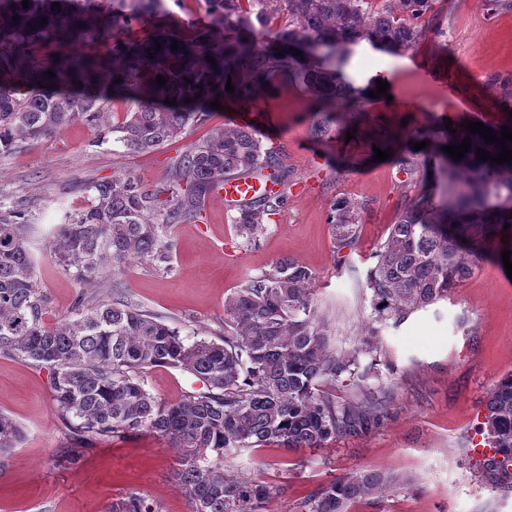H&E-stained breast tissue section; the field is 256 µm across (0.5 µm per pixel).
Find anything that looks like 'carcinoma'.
I'll list each match as a JSON object with an SVG mask.
<instances>
[{
	"label": "carcinoma",
	"mask_w": 512,
	"mask_h": 512,
	"mask_svg": "<svg viewBox=\"0 0 512 512\" xmlns=\"http://www.w3.org/2000/svg\"><path fill=\"white\" fill-rule=\"evenodd\" d=\"M55 1L57 10L51 9ZM29 2L26 8L22 0H0L1 152L84 120L130 153H153L189 123L210 116L214 99L247 105L280 77L301 84L324 115L312 125L311 138L325 142L330 112L362 115L360 93L344 74L354 47L365 41L392 54L415 48L427 39L422 17L440 12L439 0H382L374 9L364 7L368 0H208L209 22L197 26L173 19L165 0ZM159 74L166 79L162 86ZM114 99L136 109L110 125L106 106ZM173 99L176 104H165ZM409 136L429 145L420 163L399 156V171L411 176L422 166L445 176V185L439 196L424 191L422 175L421 190L401 206L367 269L370 311L348 350L332 344L334 318L319 308L315 275L290 258L224 299V335L214 339L181 335L128 299L117 278L136 260L168 262L173 244L166 229L199 220L206 198L225 179L269 169L279 189L240 203L233 219L238 237L259 243L267 221L286 204L292 181L279 148L263 147L248 125L218 127L196 140L173 159L160 190L132 174L88 184L91 204L66 214L49 245L52 262L82 288L52 326L44 323L48 298L36 280L32 212L23 201L0 204V354L49 370L52 401L70 443L56 460L75 465L106 437L156 434L181 450L177 480L193 512H271L266 505L276 488L232 474L226 463L252 448L321 447L378 423L391 391L372 389L369 372L360 367L361 357L381 352L382 327H397L448 299L487 258L501 266V251L512 252L511 244L502 245L504 232H512V162L476 155L479 147L494 154L501 145L464 129L419 127ZM466 137L471 149L463 159L441 150ZM365 209L352 198L333 201L336 252L356 247ZM97 283L111 296L87 295ZM152 367L180 369L202 388L163 401L144 379ZM346 381L351 395L340 396L338 386ZM485 409L478 431L493 454L482 468L512 489V372L490 390ZM22 437L21 426L1 412L0 458ZM407 483L394 474H345L313 492L305 512H349L352 501ZM106 512L162 509L131 493Z\"/></svg>",
	"instance_id": "carcinoma-1"
}]
</instances>
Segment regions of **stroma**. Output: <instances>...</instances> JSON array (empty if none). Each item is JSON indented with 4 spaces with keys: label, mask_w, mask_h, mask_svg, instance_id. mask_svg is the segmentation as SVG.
I'll return each instance as SVG.
<instances>
[{
    "label": "stroma",
    "mask_w": 512,
    "mask_h": 512,
    "mask_svg": "<svg viewBox=\"0 0 512 512\" xmlns=\"http://www.w3.org/2000/svg\"><path fill=\"white\" fill-rule=\"evenodd\" d=\"M429 23L414 52L396 56L355 49L346 72L362 94L366 120L354 137L332 125L327 144L311 139L318 115L302 87L280 79L258 105L274 118L264 146L279 147L292 186L288 203L270 220L260 243L236 236L232 210L206 199L202 217L168 230V262L139 260L120 275L129 298L162 316L182 335L211 338L224 331V300L248 279L291 257L316 277L315 296L336 312L335 343L351 348L362 312L368 311L365 275L388 236L405 197L417 188L391 160L366 157L369 141L405 143L408 128L467 121L504 123L512 115L500 102L512 77V8L487 11L483 0H452ZM387 96L371 97L377 79ZM468 91L466 101L446 94L445 83ZM224 107L207 121L188 124L172 144L150 154H130L117 143L98 142L97 129L76 121L35 144L0 153V203L26 201L35 216L36 279L49 299L45 323L75 302L80 287L58 271L47 247L64 214L86 207V183L125 173L156 188L170 160L222 125L237 122ZM365 202L358 245L337 255L328 224L334 199ZM382 351L369 385L390 384L392 401L377 425L341 435L317 449L279 447L244 451L230 471L259 476L282 492L272 512H303L310 494L348 472L395 473L408 485L352 503L350 512H512V492L497 488L470 453L484 420L489 390L512 372V278L487 261L451 296L413 313L381 333ZM148 389L178 400L200 383L188 374L155 367ZM0 412L14 418L24 438L0 461V512H105L112 500L136 492L163 512H193L175 483L179 449L154 436L96 442L76 467L57 465L66 428L51 399L47 369L0 355Z\"/></svg>",
    "instance_id": "1"
}]
</instances>
